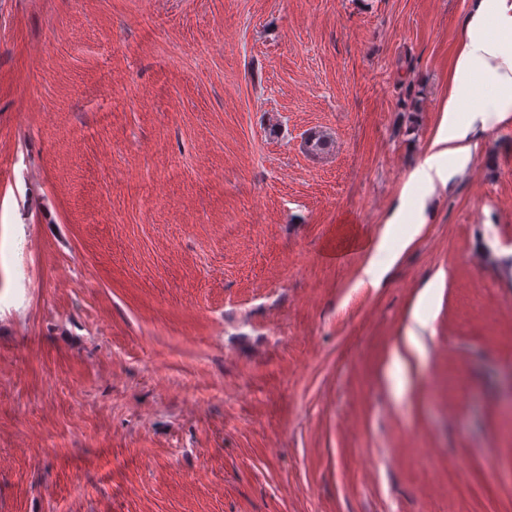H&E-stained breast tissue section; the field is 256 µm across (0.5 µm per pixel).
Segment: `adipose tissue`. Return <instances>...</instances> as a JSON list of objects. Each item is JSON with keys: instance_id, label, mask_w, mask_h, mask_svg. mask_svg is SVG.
I'll return each instance as SVG.
<instances>
[{"instance_id": "obj_1", "label": "adipose tissue", "mask_w": 512, "mask_h": 512, "mask_svg": "<svg viewBox=\"0 0 512 512\" xmlns=\"http://www.w3.org/2000/svg\"><path fill=\"white\" fill-rule=\"evenodd\" d=\"M512 118V0H471L448 74L432 152L407 183H447L446 159L468 160L477 130Z\"/></svg>"}]
</instances>
